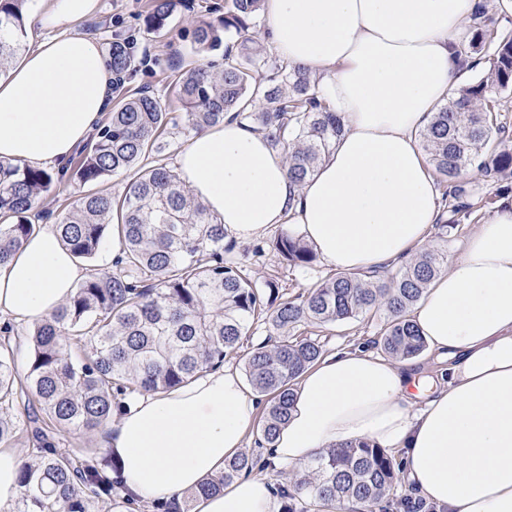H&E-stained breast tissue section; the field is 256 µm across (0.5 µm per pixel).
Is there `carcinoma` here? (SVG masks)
Listing matches in <instances>:
<instances>
[{
	"label": "carcinoma",
	"mask_w": 512,
	"mask_h": 512,
	"mask_svg": "<svg viewBox=\"0 0 512 512\" xmlns=\"http://www.w3.org/2000/svg\"><path fill=\"white\" fill-rule=\"evenodd\" d=\"M28 0H0V70L23 51ZM173 0H154L147 22L160 32ZM263 0H225L224 19L200 22L193 31L198 55L224 48V67L202 63L179 72L175 91L180 118L169 116L148 90L125 96L109 121L90 139L80 159L57 171L0 161V266L7 263L37 224L32 213L40 198L68 181L96 185L78 198L56 224L73 255L91 259L106 238L118 239L113 268H88L73 295L31 332L27 376L16 379L13 348L4 325L0 341V443L19 426L37 420L32 394L47 417L45 426L76 433L95 429L132 394L166 393L219 368L240 347L251 326L262 320L278 332L249 353L244 373L266 397L259 444L273 443L288 420L293 387L323 355L303 325L341 324L383 311L387 324L375 344L389 357L414 358L426 343L409 318L411 308L438 276L444 254L424 250L395 271L337 272L288 299L276 301L275 285L245 277L226 259L224 227L205 205L159 161L167 135L188 142L202 130L224 123L234 112L264 133L285 156L288 175L302 185L329 154L344 127L320 98L319 80L303 66L268 55L255 39ZM236 41L223 43V32ZM467 57L483 55L489 67L476 82L461 86L441 105L421 136L435 170L444 176L442 201L450 217L442 224L450 239L469 220L475 203L460 180L470 168H486L512 182V149L503 145L506 128L495 111L497 94L512 88V26L489 27L484 13L472 16L471 37L461 42ZM133 173L116 198L99 187L118 172ZM272 247L286 264L305 269L315 260L304 237L292 230ZM34 460L20 470L21 499L0 512H102L112 478L94 457L81 459L35 432ZM256 465L240 453L224 473L200 491L216 494ZM395 456L367 443L317 455L281 488L285 512H377L396 497Z\"/></svg>",
	"instance_id": "carcinoma-1"
}]
</instances>
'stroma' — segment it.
Returning <instances> with one entry per match:
<instances>
[{
  "mask_svg": "<svg viewBox=\"0 0 512 512\" xmlns=\"http://www.w3.org/2000/svg\"><path fill=\"white\" fill-rule=\"evenodd\" d=\"M151 0H99L97 13L73 24V31L98 38L105 45L136 36L131 50L132 65L124 73V83L112 95L120 101L126 93L142 87L150 88L167 111L180 115L182 109L174 98L173 79L187 64L194 62L190 30L197 21H215L224 15L225 0H179L175 13L165 30L153 33L147 28ZM231 261L240 272L258 282L275 281L280 297L291 296L331 275L332 269L322 260H315L308 269L290 268L273 249H265L262 256H254L251 244L235 245ZM385 326L382 313L345 324L319 328L318 336L326 350L348 345L371 347L379 339Z\"/></svg>",
  "mask_w": 512,
  "mask_h": 512,
  "instance_id": "stroma-1",
  "label": "stroma"
}]
</instances>
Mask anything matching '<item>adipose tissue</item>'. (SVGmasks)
Instances as JSON below:
<instances>
[{
    "label": "adipose tissue",
    "instance_id": "adipose-tissue-1",
    "mask_svg": "<svg viewBox=\"0 0 512 512\" xmlns=\"http://www.w3.org/2000/svg\"><path fill=\"white\" fill-rule=\"evenodd\" d=\"M475 3L265 0L274 54L320 76L345 128L300 188L249 125L228 118L195 135L176 170L225 240L246 243L288 224L347 272L382 268L423 245L440 203L418 134L472 69L459 44ZM97 5L48 0L37 22L51 37L0 70V160L58 168L107 112L115 74L104 46L59 30ZM85 276L46 227L0 266V319H46ZM411 317L444 379L370 351L325 354L296 384L288 420L260 462L264 474L217 494L197 489L244 447L262 394L227 366L125 399L104 437L120 466L117 512L190 491L192 512H281L270 472L361 442L398 456L406 486L437 512H512V208L478 225Z\"/></svg>",
    "mask_w": 512,
    "mask_h": 512
}]
</instances>
